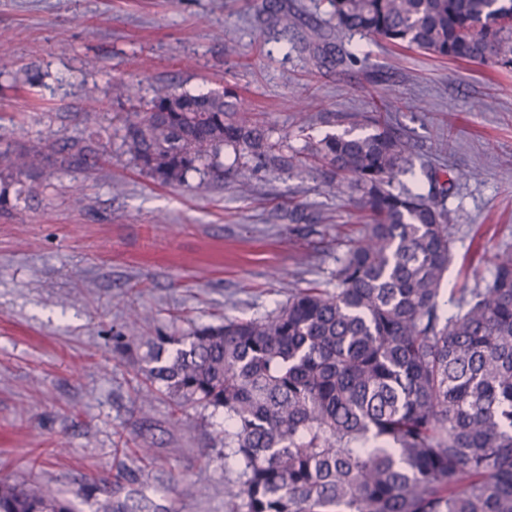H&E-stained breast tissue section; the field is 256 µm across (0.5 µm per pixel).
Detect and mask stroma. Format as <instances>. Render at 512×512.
<instances>
[{"label": "stroma", "instance_id": "35a3bbf8", "mask_svg": "<svg viewBox=\"0 0 512 512\" xmlns=\"http://www.w3.org/2000/svg\"><path fill=\"white\" fill-rule=\"evenodd\" d=\"M0 0V152L44 155L35 194L0 212V480L68 499L74 512H232L222 413L142 402L150 341L258 318L298 288L328 287L364 213L319 172L258 168L164 185L135 165L120 118L156 85L233 88L272 139L298 147L350 127L379 97L412 151L405 186L453 179L442 297L491 281L512 252V69L342 36L327 0ZM357 63H339L342 52ZM132 85L134 97L117 84ZM424 100L426 111L411 104ZM92 143L86 164L65 165ZM211 188L201 193L199 180ZM248 182L250 193L239 190ZM82 207H74V196ZM302 206L309 219L288 221Z\"/></svg>", "mask_w": 512, "mask_h": 512}]
</instances>
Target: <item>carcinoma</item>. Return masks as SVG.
Listing matches in <instances>:
<instances>
[{
	"label": "carcinoma",
	"mask_w": 512,
	"mask_h": 512,
	"mask_svg": "<svg viewBox=\"0 0 512 512\" xmlns=\"http://www.w3.org/2000/svg\"><path fill=\"white\" fill-rule=\"evenodd\" d=\"M336 31L380 36L437 58L512 68V0H329ZM267 12L286 30L280 0ZM291 154L231 88L159 86L123 119V144L163 184L221 166L225 148L259 166L325 175L366 211L333 289L304 288L266 315L224 319L151 342L147 390L224 414L225 487L236 512H512V253L442 317L452 259L448 211L396 186L407 144L379 113ZM361 127L366 132L356 134ZM10 188L40 153L6 159ZM0 512H72L51 491L0 481Z\"/></svg>",
	"instance_id": "cac0c4a2"
}]
</instances>
